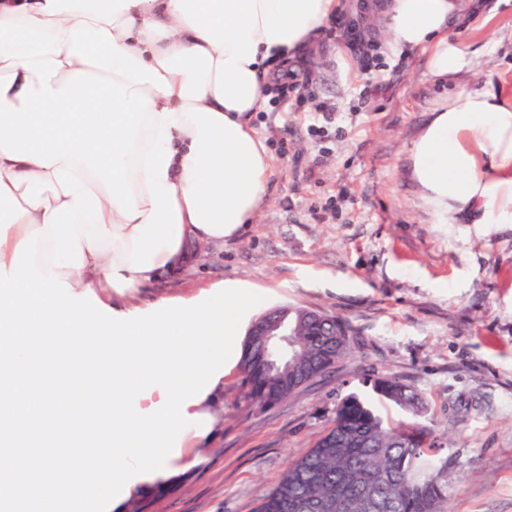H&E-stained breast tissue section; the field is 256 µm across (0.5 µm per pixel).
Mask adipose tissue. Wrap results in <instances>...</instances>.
<instances>
[{
    "mask_svg": "<svg viewBox=\"0 0 512 512\" xmlns=\"http://www.w3.org/2000/svg\"><path fill=\"white\" fill-rule=\"evenodd\" d=\"M342 0H0V512H82L207 435L196 405L259 297L225 281L160 314L94 316L254 222L251 125ZM452 81L411 174L449 223L512 224V102L457 85L468 0H355Z\"/></svg>",
    "mask_w": 512,
    "mask_h": 512,
    "instance_id": "1",
    "label": "adipose tissue"
}]
</instances>
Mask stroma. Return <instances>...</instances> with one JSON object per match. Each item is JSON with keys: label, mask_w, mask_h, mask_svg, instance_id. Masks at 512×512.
<instances>
[{"label": "stroma", "mask_w": 512, "mask_h": 512, "mask_svg": "<svg viewBox=\"0 0 512 512\" xmlns=\"http://www.w3.org/2000/svg\"><path fill=\"white\" fill-rule=\"evenodd\" d=\"M473 4L475 28L457 32L476 65L459 82L512 100V0ZM380 39L345 9L289 62L279 103L252 118L274 157L256 224L128 302L152 308L242 280L263 292L256 313L292 305L345 321L351 353L271 408L248 399L232 367L202 406L207 436L140 476L148 512H256L337 403L379 377L428 401L448 464L443 512H512V224H445L422 200L409 150L448 87L427 55L390 53ZM324 103L336 118L316 135Z\"/></svg>", "instance_id": "1"}]
</instances>
